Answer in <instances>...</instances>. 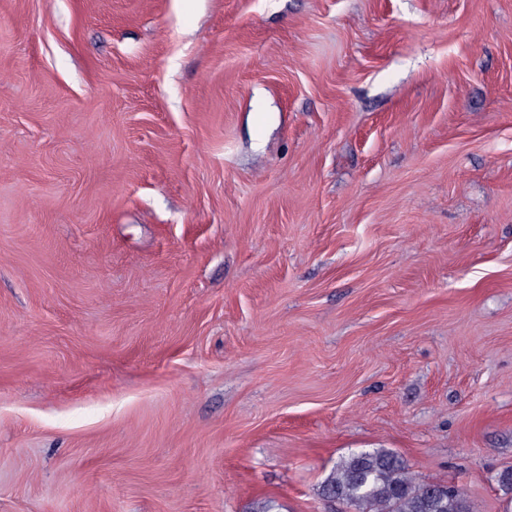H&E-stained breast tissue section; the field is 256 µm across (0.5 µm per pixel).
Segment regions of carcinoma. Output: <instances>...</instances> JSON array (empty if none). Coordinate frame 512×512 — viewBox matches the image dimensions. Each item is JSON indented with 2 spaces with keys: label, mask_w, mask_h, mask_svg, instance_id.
<instances>
[{
  "label": "carcinoma",
  "mask_w": 512,
  "mask_h": 512,
  "mask_svg": "<svg viewBox=\"0 0 512 512\" xmlns=\"http://www.w3.org/2000/svg\"><path fill=\"white\" fill-rule=\"evenodd\" d=\"M317 494L339 504L341 512H472L457 486L415 481L403 460L384 449L351 453Z\"/></svg>",
  "instance_id": "1"
}]
</instances>
